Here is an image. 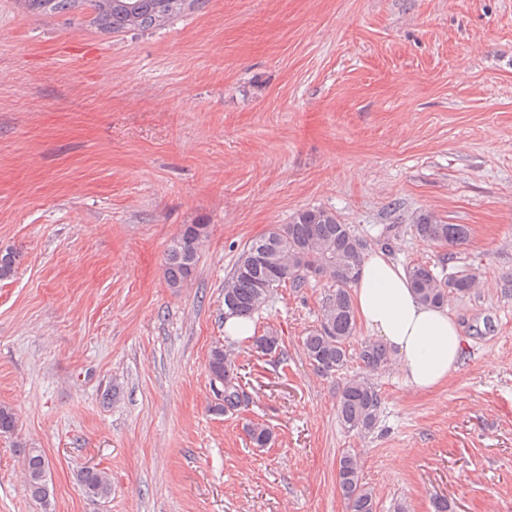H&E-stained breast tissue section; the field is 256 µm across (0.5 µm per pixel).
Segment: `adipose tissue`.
Returning a JSON list of instances; mask_svg holds the SVG:
<instances>
[{"mask_svg": "<svg viewBox=\"0 0 512 512\" xmlns=\"http://www.w3.org/2000/svg\"><path fill=\"white\" fill-rule=\"evenodd\" d=\"M352 301L361 326L397 355L413 390H433L458 368L463 340L456 320L447 308L421 302L385 252L366 254Z\"/></svg>", "mask_w": 512, "mask_h": 512, "instance_id": "obj_1", "label": "adipose tissue"}]
</instances>
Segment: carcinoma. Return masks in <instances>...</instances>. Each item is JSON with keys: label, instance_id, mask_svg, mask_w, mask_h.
Here are the masks:
<instances>
[{"label": "carcinoma", "instance_id": "1", "mask_svg": "<svg viewBox=\"0 0 512 512\" xmlns=\"http://www.w3.org/2000/svg\"><path fill=\"white\" fill-rule=\"evenodd\" d=\"M185 2L125 0V4L112 7L111 28H150L180 13ZM153 13L157 14L156 22L146 21L145 16ZM414 228L424 242L435 245L459 246L469 238L466 225L443 224L427 213L417 217ZM206 230L205 224H186L170 245L166 254V278L170 287L180 288L192 276ZM261 249L271 253L270 262H254V252ZM363 261L364 244L349 225L324 209L303 210L290 223L273 227L242 250L233 271L224 281V317H252L282 284L287 282L292 288L307 284V267L318 265L334 279V289L323 302L319 326L304 338L303 351L318 372H339L351 358L349 342L356 332L351 288L360 276ZM16 262L15 252H0V279L14 273ZM406 274L419 300L439 307L447 305L448 293H465L475 282V276L470 273L440 277L425 263L407 266ZM253 345L263 354L272 356L279 349V339L274 333L266 332L253 337ZM358 359L371 371L385 367L390 361L386 347L376 341L361 344ZM235 370L236 365L224 352V346H214L208 359V372L210 377L221 380L224 387V403L216 407L219 412L234 409L245 399L243 388L234 377ZM380 408V395L368 378H351L344 383L337 414L347 429L371 432L377 424ZM246 432L250 442L259 448L272 441V431L259 423L248 425ZM24 465L31 497L39 502L47 501L48 458L33 451L26 456ZM336 481L347 512H376V499L363 482L355 455L345 453L339 458ZM79 482L85 494L92 498H105L112 491L108 475L95 468L81 471Z\"/></svg>", "mask_w": 512, "mask_h": 512}]
</instances>
